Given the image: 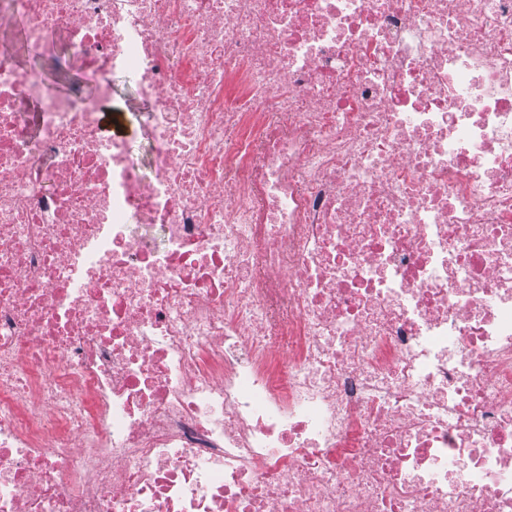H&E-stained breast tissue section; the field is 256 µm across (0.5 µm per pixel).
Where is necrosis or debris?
<instances>
[{
    "instance_id": "1",
    "label": "necrosis or debris",
    "mask_w": 512,
    "mask_h": 512,
    "mask_svg": "<svg viewBox=\"0 0 512 512\" xmlns=\"http://www.w3.org/2000/svg\"><path fill=\"white\" fill-rule=\"evenodd\" d=\"M18 24L80 79L0 46V512H512V0ZM113 83L116 90L114 104L122 109V111L125 113L126 119L130 121L132 125L135 126L138 130L139 138L135 147H144L146 144L144 132L140 128L138 121H136L135 118H132L131 114H129L130 112H146L143 107H138L132 101L134 80L129 76L117 75L114 77Z\"/></svg>"
}]
</instances>
